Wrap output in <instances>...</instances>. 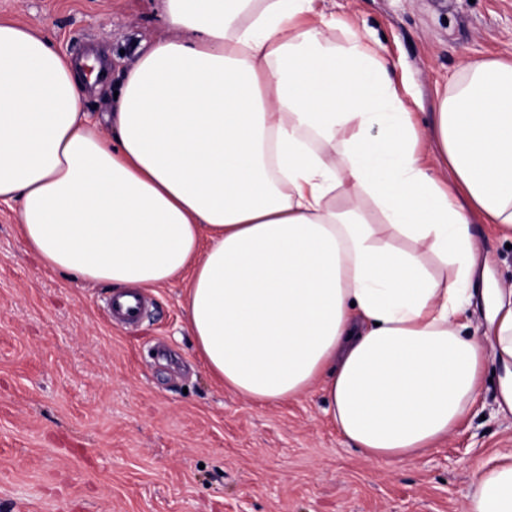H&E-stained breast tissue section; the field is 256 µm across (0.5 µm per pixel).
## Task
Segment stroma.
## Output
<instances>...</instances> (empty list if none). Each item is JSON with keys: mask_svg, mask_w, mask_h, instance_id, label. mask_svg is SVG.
I'll use <instances>...</instances> for the list:
<instances>
[{"mask_svg": "<svg viewBox=\"0 0 512 512\" xmlns=\"http://www.w3.org/2000/svg\"><path fill=\"white\" fill-rule=\"evenodd\" d=\"M382 42L417 97L428 147L438 89L461 65L512 57V0H316ZM0 21L51 36L70 57L98 46L119 70L166 34L163 0H0ZM479 266L464 312L512 286V248L474 222ZM185 280L142 290L140 320L110 321L106 285L82 287L26 249L16 208L0 205V512H459L476 468L512 448L487 364L458 431L395 471L330 423L320 394L256 405L198 358L182 310Z\"/></svg>", "mask_w": 512, "mask_h": 512, "instance_id": "1", "label": "stroma"}]
</instances>
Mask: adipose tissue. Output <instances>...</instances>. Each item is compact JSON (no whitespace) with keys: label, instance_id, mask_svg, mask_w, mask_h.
Returning a JSON list of instances; mask_svg holds the SVG:
<instances>
[{"label":"adipose tissue","instance_id":"adipose-tissue-1","mask_svg":"<svg viewBox=\"0 0 512 512\" xmlns=\"http://www.w3.org/2000/svg\"><path fill=\"white\" fill-rule=\"evenodd\" d=\"M315 2L164 0L169 35L137 49L97 119L81 61L0 23V202L74 281L187 277L216 380L265 405L320 388L338 431L391 467L454 432L487 361L512 414V288L492 335L459 318L472 216L512 238V61L462 65L427 153L392 63L355 29L337 43ZM461 512H512V448L477 468Z\"/></svg>","mask_w":512,"mask_h":512}]
</instances>
